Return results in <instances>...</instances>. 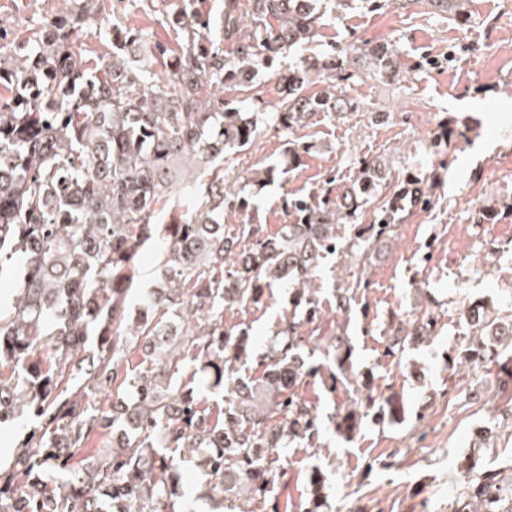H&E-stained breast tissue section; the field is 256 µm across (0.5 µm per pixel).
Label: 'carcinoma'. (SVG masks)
I'll return each mask as SVG.
<instances>
[{
  "instance_id": "carcinoma-1",
  "label": "carcinoma",
  "mask_w": 512,
  "mask_h": 512,
  "mask_svg": "<svg viewBox=\"0 0 512 512\" xmlns=\"http://www.w3.org/2000/svg\"><path fill=\"white\" fill-rule=\"evenodd\" d=\"M92 2L74 0L71 12L42 23L19 48L0 25V276L23 259L17 295L0 314V422L38 420L0 471V512H174L181 489L172 453L202 448L209 491L254 512L282 468L279 449L317 433V415L299 393L313 370L301 356L297 313L305 308L309 322L317 316L315 269L336 251L361 264L394 232L402 195L374 210L371 223H357L376 189L377 165L364 160L357 184L338 193L332 175L319 192L288 198V223L276 235L262 224L224 223V209L246 207L224 191V152L248 149L263 113L226 106L204 88L227 76L249 84L258 45L271 62L312 39L314 8L305 0H227L213 19L197 14L193 0H176L177 49L114 26L112 58L96 60L77 32ZM429 5L450 21L468 15V0ZM241 10L279 26L240 41L227 74L224 39L239 32ZM371 53L377 70L397 66L393 50ZM335 60L322 55L280 76L284 128L342 107L330 92L307 93L310 72L334 71ZM407 188L411 205L430 203L423 184L412 179ZM178 197L192 202L188 213ZM156 234L166 242L162 277L133 318L126 298L141 249ZM238 241L244 249L236 253ZM280 280L291 288L292 310L277 325L276 346L257 358L262 376L234 378L229 370L249 359L250 336L224 327V309L260 303ZM389 326L386 353L401 356L434 318ZM471 327L459 364L512 362V311H484ZM134 339L145 347L135 398L109 419L124 435L101 460L86 452L105 419L91 395L107 380L122 386L118 363ZM192 359L212 387L227 389L221 422L183 382ZM363 408L338 415L337 432H354L368 416L399 420L391 400ZM448 510L512 512V480L472 457Z\"/></svg>"
}]
</instances>
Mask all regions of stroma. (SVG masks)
Wrapping results in <instances>:
<instances>
[{"mask_svg": "<svg viewBox=\"0 0 512 512\" xmlns=\"http://www.w3.org/2000/svg\"><path fill=\"white\" fill-rule=\"evenodd\" d=\"M72 7V0H0V22L14 26L20 45L44 18ZM171 9L172 0H97L79 40L94 54L109 55L105 33L117 19L175 46ZM316 10L313 40L272 66H257L249 92L224 83L225 101L249 112L259 100L266 113L249 150L224 154L229 187L250 198L231 223L258 222L277 234L288 221V197L319 190L331 175L337 187L351 185L365 159L380 162L394 188L410 177L428 185L431 202L405 208L363 268L340 254L322 260L313 294L319 314L301 328L310 339L302 355L317 372L300 392L319 415V433L284 449L271 496L286 512H305L318 478L322 512H448L476 428L491 430L484 461L512 464V394L499 387L500 368L450 364L471 332L461 315L465 306L512 308V0H471L462 24L426 0L404 8L387 0L375 11H342L318 0ZM383 44L397 51L399 67L376 74L367 51ZM332 49L346 80L326 74L310 89L334 86L349 109L315 112L304 126L283 129L274 120L281 72ZM292 143L304 148L295 166L288 163ZM270 166L283 168V175L258 184ZM358 277L365 287L354 291L348 309H339L337 293ZM289 293L286 283L275 282L260 303L226 309L224 323L248 331L255 352L263 353L289 311ZM393 313L407 324L435 318L431 335L395 358L386 354V319ZM338 336L351 350L346 373L334 353ZM369 397L393 398L403 420L366 419L351 436L339 435L337 414Z\"/></svg>", "mask_w": 512, "mask_h": 512, "instance_id": "stroma-1", "label": "stroma"}]
</instances>
